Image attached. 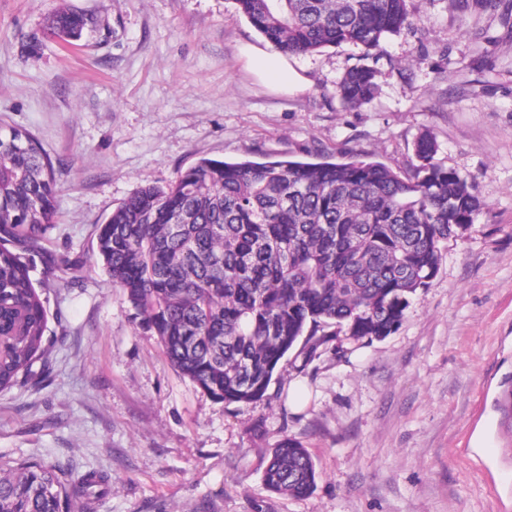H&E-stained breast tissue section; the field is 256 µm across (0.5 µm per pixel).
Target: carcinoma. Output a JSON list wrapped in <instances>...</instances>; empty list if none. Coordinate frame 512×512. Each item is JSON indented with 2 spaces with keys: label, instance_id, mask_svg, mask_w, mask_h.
I'll return each instance as SVG.
<instances>
[{
  "label": "carcinoma",
  "instance_id": "cac0c4a2",
  "mask_svg": "<svg viewBox=\"0 0 512 512\" xmlns=\"http://www.w3.org/2000/svg\"><path fill=\"white\" fill-rule=\"evenodd\" d=\"M286 55L350 44L367 50L411 25L407 0H236ZM92 16L59 8L47 28L86 40ZM379 72L358 65L336 84L345 108L370 103ZM403 177L357 154L342 163L202 158L166 188L145 186L96 227L102 263L171 364L226 405L262 400L282 361L303 370L335 343L336 357L394 333L429 287L444 243L481 208L468 180L435 161L436 136L415 141ZM56 170L24 126L0 119V389L46 360V307L21 253L55 213ZM277 495L316 484L310 453L288 437L262 457ZM109 490L108 474L59 476L38 461L0 466V512H72Z\"/></svg>",
  "mask_w": 512,
  "mask_h": 512
}]
</instances>
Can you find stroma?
Segmentation results:
<instances>
[{"instance_id":"35a3bbf8","label":"stroma","mask_w":512,"mask_h":512,"mask_svg":"<svg viewBox=\"0 0 512 512\" xmlns=\"http://www.w3.org/2000/svg\"><path fill=\"white\" fill-rule=\"evenodd\" d=\"M65 6L106 29L62 45L45 19ZM408 9L382 50L290 57L311 85L287 95L247 70L241 50L261 37L235 0H0V117L39 138L59 184L26 255L49 362L0 392V464L108 473L95 512H512V0ZM357 65L378 70L380 92L346 109L336 82ZM426 130L478 215L394 333L342 361L330 348L301 371L284 360L257 403L224 405L179 374L98 255L96 224L198 159L358 153L409 176ZM285 437L315 462L303 498L263 480Z\"/></svg>"}]
</instances>
